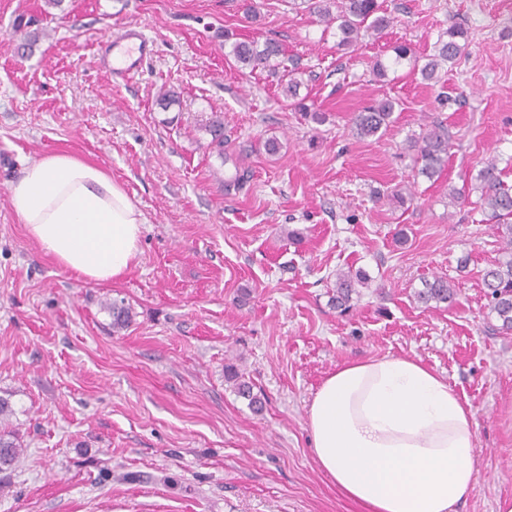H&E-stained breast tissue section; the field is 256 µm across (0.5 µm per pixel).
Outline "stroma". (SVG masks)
Returning a JSON list of instances; mask_svg holds the SVG:
<instances>
[{
    "instance_id": "stroma-1",
    "label": "stroma",
    "mask_w": 512,
    "mask_h": 512,
    "mask_svg": "<svg viewBox=\"0 0 512 512\" xmlns=\"http://www.w3.org/2000/svg\"><path fill=\"white\" fill-rule=\"evenodd\" d=\"M383 5L382 37L342 47L294 0H0V429L24 450L0 473V512H362L317 467L307 409L337 365L383 356L420 359L471 406L478 476L455 512L512 501V334L482 284L501 241L448 197L489 158L512 184V0ZM455 24L469 44L443 86L406 64L373 75L395 44L423 58ZM126 26L155 46L123 78L101 45ZM229 33L299 59L306 111L239 68ZM381 98L397 102L390 126L357 138L353 112ZM436 123L451 149L431 181L409 142ZM50 152L100 166L144 212L122 278L62 268L13 211L11 182ZM348 268L370 282L341 314ZM436 276L456 300L427 309L414 293ZM115 300L131 314L120 330Z\"/></svg>"
}]
</instances>
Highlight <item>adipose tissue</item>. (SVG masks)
<instances>
[{
  "mask_svg": "<svg viewBox=\"0 0 512 512\" xmlns=\"http://www.w3.org/2000/svg\"><path fill=\"white\" fill-rule=\"evenodd\" d=\"M28 235L93 282L124 276L146 218L100 167L68 153L29 162L9 188ZM315 462L363 512H452L474 483L471 406L412 357L337 366L307 411Z\"/></svg>",
  "mask_w": 512,
  "mask_h": 512,
  "instance_id": "1",
  "label": "adipose tissue"
}]
</instances>
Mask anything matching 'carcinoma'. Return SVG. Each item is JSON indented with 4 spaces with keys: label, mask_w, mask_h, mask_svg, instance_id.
<instances>
[{
    "label": "carcinoma",
    "mask_w": 512,
    "mask_h": 512,
    "mask_svg": "<svg viewBox=\"0 0 512 512\" xmlns=\"http://www.w3.org/2000/svg\"><path fill=\"white\" fill-rule=\"evenodd\" d=\"M307 8L316 14L320 21L330 28L336 27L341 35L339 45L352 46L366 38L381 34L390 23L388 17L382 15L383 7L378 0H308ZM468 44L467 31L452 25L440 35L436 52L423 66H418V59L412 48L407 44L394 47L395 58L392 65L397 66L404 60L413 62L420 67L423 79L440 82L439 69L443 65L455 63ZM230 55L242 68L252 71L261 68L278 78L283 92L294 99L298 96L302 80L301 67L297 63L286 66L281 60L283 50L276 41L260 43L256 40H236L231 44ZM394 102L388 98L374 101L354 113L352 117L353 131L356 136L373 137L387 130ZM206 132L211 136L210 145L218 153H224V122L221 116L213 115L205 125ZM410 148L417 152L418 173L427 179L439 174L448 162V151L451 148L448 133L440 127L423 130L418 137L410 141ZM478 193L476 200H471V193ZM454 202L468 203L487 213L489 219L495 221L497 231L502 237L500 256L483 272L482 280L487 296L490 299V312L500 321V330L505 333L512 331V185L502 179V170L496 160L483 162V166L472 177L468 193H450ZM368 285L365 273L339 271L336 273V309L346 313L351 309L352 295L356 287ZM455 295L454 285L444 277L425 279L422 288L415 292L418 302L430 308L432 305L446 304ZM225 380L233 384L236 392L249 400L250 405H257L258 400L248 383L241 380V375L232 367H226ZM23 449L19 448L10 438V433L0 434V472L13 468L19 461Z\"/></svg>",
    "instance_id": "obj_1"
}]
</instances>
